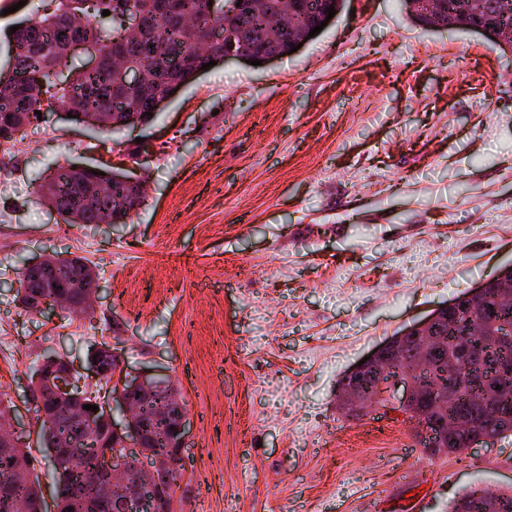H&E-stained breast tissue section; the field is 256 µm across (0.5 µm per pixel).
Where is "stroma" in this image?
<instances>
[{"mask_svg":"<svg viewBox=\"0 0 512 512\" xmlns=\"http://www.w3.org/2000/svg\"><path fill=\"white\" fill-rule=\"evenodd\" d=\"M54 7L0 0V68L11 27ZM26 132L0 154V403L45 499L30 377L48 353L85 369L103 341L187 405L179 512H446L463 489L512 487V438L429 458L403 414L336 400L395 332L512 263L511 51L422 28L401 0H346L296 52L217 64L145 126ZM141 138L154 150L135 162ZM106 150L142 204L64 223L40 182ZM47 254L94 263L88 313L18 305Z\"/></svg>","mask_w":512,"mask_h":512,"instance_id":"1","label":"stroma"}]
</instances>
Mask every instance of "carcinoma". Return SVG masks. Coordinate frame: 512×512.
I'll return each mask as SVG.
<instances>
[{
  "label": "carcinoma",
  "mask_w": 512,
  "mask_h": 512,
  "mask_svg": "<svg viewBox=\"0 0 512 512\" xmlns=\"http://www.w3.org/2000/svg\"><path fill=\"white\" fill-rule=\"evenodd\" d=\"M217 3V7L209 3ZM414 0L415 10L423 12L417 23L426 25L440 16L459 31L470 30L482 20H494L498 15V0H438L430 7ZM222 0H97L93 12L83 6V0H57L54 12L34 15L20 21L21 30L11 44L7 69L0 71V142L10 141L28 122L23 117H36L31 106L32 90L70 111L76 107L90 128L111 133L129 127L132 115L145 116L159 111L167 99L168 86H181L195 81L204 72L202 64L224 61V44L214 43L201 50L198 43L206 37L210 27L224 22ZM345 0H294L296 22L280 24L283 0H247L246 12L238 19L234 45L243 54L261 55L274 52L289 54L298 44L300 27L313 21L320 10L330 6L341 13ZM127 6L141 15L139 30L125 32L115 22L117 12ZM108 10L110 15L102 12ZM77 27L86 38L103 42L104 55L95 70L77 69L71 79L63 82L58 68L68 63L65 46L72 27ZM131 62L146 73V80L134 84L123 77L117 62ZM104 175H86L78 180L72 165L61 166L40 184L45 202L53 203L67 224H116L126 220L131 210L141 202V189L129 185L127 174L121 170L102 169ZM17 301L24 307L34 306V295L39 285L32 283L27 272H21ZM458 326L449 330L443 341L446 362L439 365L419 357V346L424 338L402 339L392 336L396 353L408 359L412 367L421 368L420 375L428 377L437 372L448 375V363L461 360L455 333L469 328L477 337L478 345L467 356L469 365L478 364L485 351L500 352L494 331L484 327L479 311L466 308L460 311ZM485 371L476 374L478 392L452 403L445 410L447 418L469 416L479 430L498 439L512 436V420L497 421L488 418L481 399L489 392L505 405L512 406V383L482 388ZM176 387L171 382L148 401L154 412H173L185 405L171 396ZM51 413L50 424L42 425L38 438L42 448H50L54 438L67 434L70 439L86 443L81 462L70 468L54 459L57 474L54 497H62L60 512H111L112 490L104 480L92 481L88 474L97 467V457L91 438L81 421L63 406L45 405ZM164 429H159L146 441L145 450L151 456L169 452ZM23 464L31 471V450L22 448L17 453L0 455V512H47V504L38 479L23 481L14 478V468ZM160 485L176 493L183 477V468L157 473ZM481 489L464 490L449 507L448 512H498L501 503H512V490L495 491L490 496L480 495Z\"/></svg>",
  "instance_id": "carcinoma-1"
}]
</instances>
